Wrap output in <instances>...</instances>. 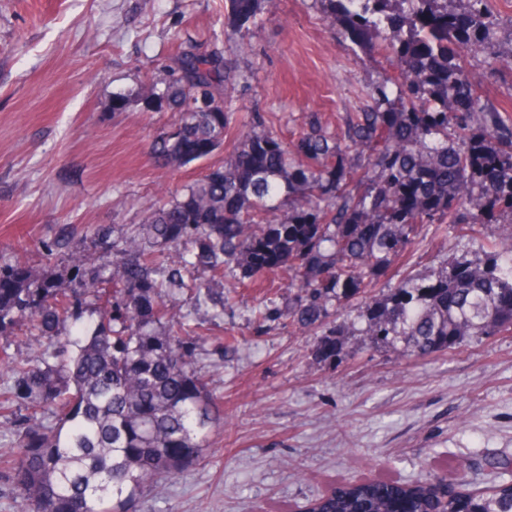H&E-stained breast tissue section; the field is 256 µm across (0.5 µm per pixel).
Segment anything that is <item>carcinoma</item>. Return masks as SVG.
<instances>
[{"label": "carcinoma", "instance_id": "carcinoma-1", "mask_svg": "<svg viewBox=\"0 0 512 512\" xmlns=\"http://www.w3.org/2000/svg\"><path fill=\"white\" fill-rule=\"evenodd\" d=\"M262 2L228 0L225 25L242 29ZM320 2L354 46L384 45L396 62L343 130L314 116L288 143L256 120L224 164L148 208L144 223L121 237L88 226L98 265L74 257L61 277L19 259L0 265V330L28 321L22 341L37 351L33 360L0 351L10 374L0 416L15 435L0 468L23 512H130L202 455L223 412L194 367L202 337L184 330L168 292L186 290L222 315L224 276L269 288L283 273L288 309L266 307L256 322L285 315L322 330V359L345 335L333 316L356 303L367 345L406 360L512 331V121L482 101L468 71L471 57L496 55V19L484 0L465 11L453 0ZM234 80L221 57L185 53L163 89L148 91V107L177 114L152 143L159 165L180 168L224 145L234 114L219 88ZM490 224L499 229L490 247L365 296L421 235L474 236ZM87 310L93 324L63 332ZM467 486L361 478L330 486L309 512H512V479L489 492Z\"/></svg>", "mask_w": 512, "mask_h": 512}]
</instances>
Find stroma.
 I'll return each instance as SVG.
<instances>
[{
    "instance_id": "35a3bbf8",
    "label": "stroma",
    "mask_w": 512,
    "mask_h": 512,
    "mask_svg": "<svg viewBox=\"0 0 512 512\" xmlns=\"http://www.w3.org/2000/svg\"><path fill=\"white\" fill-rule=\"evenodd\" d=\"M224 0H0V265L22 259L61 269L71 252L97 263L63 226L142 223L146 208L220 164L157 166L151 143L175 116L147 111L153 79L182 54L223 56L236 70L227 107L235 126L261 114L266 131L293 139L319 116L342 126L369 86L393 75L388 51L365 53L323 19L320 0H267L241 31L224 26ZM482 98L512 114V62L470 66ZM126 100L123 111L114 98ZM427 238L392 269L430 277L462 249L496 237ZM224 315L171 302L206 341L195 368L224 408L210 446L137 512H300L328 485L466 475L477 486L512 460V333L479 336L425 361L371 348L356 309L335 359L315 357L319 332L288 319L257 326L262 295L225 287Z\"/></svg>"
}]
</instances>
